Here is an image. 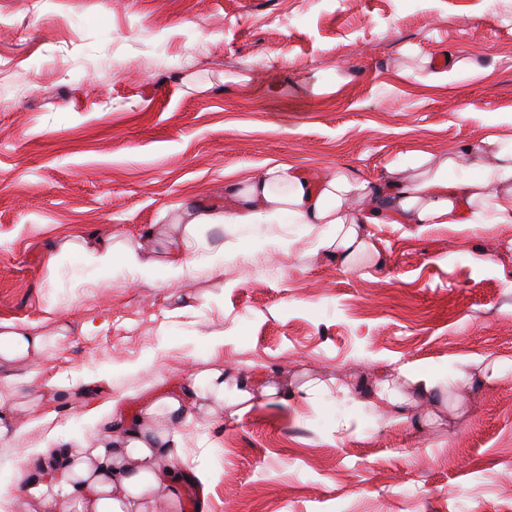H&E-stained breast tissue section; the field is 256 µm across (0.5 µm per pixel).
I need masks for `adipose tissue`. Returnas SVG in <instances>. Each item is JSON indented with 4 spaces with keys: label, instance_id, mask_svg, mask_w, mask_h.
Returning <instances> with one entry per match:
<instances>
[{
    "label": "adipose tissue",
    "instance_id": "ef3b65f1",
    "mask_svg": "<svg viewBox=\"0 0 512 512\" xmlns=\"http://www.w3.org/2000/svg\"><path fill=\"white\" fill-rule=\"evenodd\" d=\"M458 155L432 162L418 154L415 173L407 180L369 184L347 174L314 180L285 164L260 169L245 181L228 188L231 204L218 211L195 203L188 207L185 236L201 224H269L281 215L316 231L311 250L323 254L345 269L359 259L384 264L385 257L369 231L373 224H448L475 226L512 223V147L500 144L492 163L479 178L454 180ZM79 249L90 263L107 270L121 258L144 277H152L154 263L140 244L113 242L93 236L78 242L64 240L60 251ZM50 339L35 326L0 322V442L9 443L19 432L17 408L12 403L11 379L4 371L46 352ZM248 382L232 384L224 369L214 366L197 372L177 394L147 401L144 417L165 412L171 424L189 421L201 400L244 404L252 400ZM116 436L96 447L64 451L53 446V433H46L40 453L62 461V474L41 480L22 470L17 482L42 512H160V497L175 498L183 480L174 462L169 433L125 421L113 413Z\"/></svg>",
    "mask_w": 512,
    "mask_h": 512
}]
</instances>
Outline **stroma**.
I'll return each instance as SVG.
<instances>
[{
    "label": "stroma",
    "instance_id": "1",
    "mask_svg": "<svg viewBox=\"0 0 512 512\" xmlns=\"http://www.w3.org/2000/svg\"><path fill=\"white\" fill-rule=\"evenodd\" d=\"M445 54L451 82L424 64ZM0 56V322L69 325L14 367L27 429L0 445L6 512H39L16 472L44 413L59 447L93 445L107 423L87 407L137 418L217 360L294 397L179 427L190 480L170 512H512V223L374 224L384 266L345 271L289 217L187 244L179 209L226 207L278 163L381 183L469 144L451 175L478 177L512 137V0H0ZM95 234L191 269L170 284L78 251L48 261ZM383 379L407 422L363 403Z\"/></svg>",
    "mask_w": 512,
    "mask_h": 512
}]
</instances>
